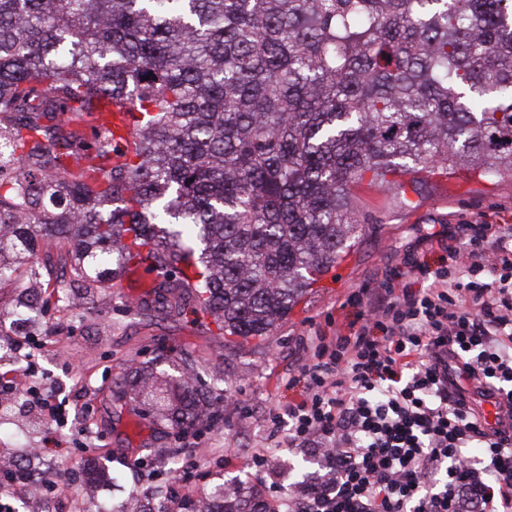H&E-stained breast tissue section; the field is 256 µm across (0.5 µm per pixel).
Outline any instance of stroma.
<instances>
[{
    "label": "stroma",
    "mask_w": 512,
    "mask_h": 512,
    "mask_svg": "<svg viewBox=\"0 0 512 512\" xmlns=\"http://www.w3.org/2000/svg\"><path fill=\"white\" fill-rule=\"evenodd\" d=\"M399 209L387 193L359 194L365 227L331 284L308 294L272 336L228 349L212 318L183 312L150 311L158 286L112 283L109 298L80 295L72 300L46 290L37 321L29 330L42 347L39 383L69 399L76 413L70 424L51 426L36 408L18 405L0 414V454L46 449L42 466L46 501L66 500L111 506L113 495L165 506L169 488L197 500L233 483L280 505L288 491L320 473L322 460L300 448L277 453V465L255 478L247 462L253 449L271 445L270 412L284 411L301 391L289 386L301 355L300 341L327 325L339 305L372 272L391 268L405 254L436 263L420 239L438 224L479 219L512 225V178L494 182L459 181L443 191L427 182ZM189 360L194 385L221 397L214 417L187 424L176 433L168 423L139 419V402L121 396L129 366H148L179 378ZM237 457L224 464L225 454Z\"/></svg>",
    "instance_id": "1"
}]
</instances>
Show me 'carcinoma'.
<instances>
[{
    "label": "carcinoma",
    "mask_w": 512,
    "mask_h": 512,
    "mask_svg": "<svg viewBox=\"0 0 512 512\" xmlns=\"http://www.w3.org/2000/svg\"><path fill=\"white\" fill-rule=\"evenodd\" d=\"M462 170L512 177V0H0V280L26 267L32 304L45 246L93 296L147 246L227 346L264 340L354 246L357 189L408 209ZM122 387L205 411L187 379Z\"/></svg>",
    "instance_id": "carcinoma-1"
}]
</instances>
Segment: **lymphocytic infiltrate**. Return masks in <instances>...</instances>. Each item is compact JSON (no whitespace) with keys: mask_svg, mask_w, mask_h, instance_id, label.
Wrapping results in <instances>:
<instances>
[{"mask_svg":"<svg viewBox=\"0 0 512 512\" xmlns=\"http://www.w3.org/2000/svg\"><path fill=\"white\" fill-rule=\"evenodd\" d=\"M426 241L443 262L406 260L301 343L284 443L329 478L291 512H512V225Z\"/></svg>","mask_w":512,"mask_h":512,"instance_id":"1","label":"lymphocytic infiltrate"}]
</instances>
